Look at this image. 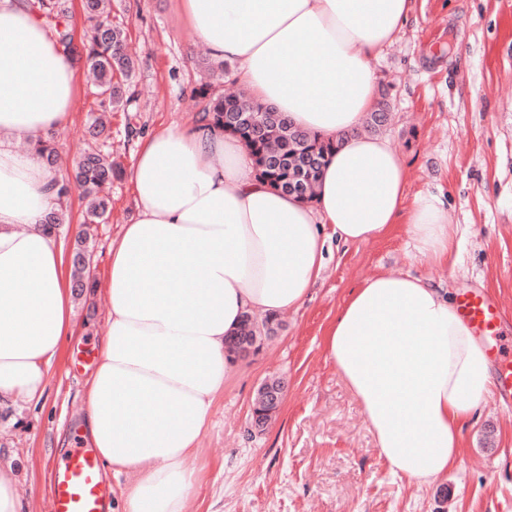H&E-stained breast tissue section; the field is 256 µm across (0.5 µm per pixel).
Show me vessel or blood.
<instances>
[{"label":"vessel or blood","mask_w":512,"mask_h":512,"mask_svg":"<svg viewBox=\"0 0 512 512\" xmlns=\"http://www.w3.org/2000/svg\"><path fill=\"white\" fill-rule=\"evenodd\" d=\"M459 312L469 329L483 338L497 362L499 391L512 401V341L500 335V305L485 295L465 293ZM52 512H106L105 487L98 458L84 448H72L52 472Z\"/></svg>","instance_id":"1"}]
</instances>
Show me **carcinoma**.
Returning a JSON list of instances; mask_svg holds the SVG:
<instances>
[{"instance_id":"cac0c4a2","label":"carcinoma","mask_w":512,"mask_h":512,"mask_svg":"<svg viewBox=\"0 0 512 512\" xmlns=\"http://www.w3.org/2000/svg\"><path fill=\"white\" fill-rule=\"evenodd\" d=\"M29 5L56 32L63 53L77 63L84 62L93 75L95 95L102 114L91 117L88 135L94 142L108 138L111 130L108 113L124 104V81L134 71L133 60L124 53V31L112 24L105 0H82L83 14L90 22V33L75 44L68 10L61 0H29ZM198 95L210 99L200 121L221 129L226 119L236 122L234 135L247 149L263 181L302 201H313L322 169L334 150L332 142L295 128L280 113L267 111L264 105L250 97H216L210 93L208 84L201 85ZM387 120L386 108L380 104L369 113L367 130L376 132L386 125ZM36 151L47 167L56 168L59 155L53 135L40 139ZM120 174V168L112 162V154L97 149L83 151L72 173L60 176L52 186L61 205L45 216L47 230L52 232L61 224L71 223L70 214L62 202L70 198L75 189L81 191L85 201L81 226L106 219L110 213V199L103 191ZM73 266V287L95 286L80 260H74ZM274 321L272 316L259 320L250 314L244 315L237 332L228 338L227 349L239 355L244 343L253 349L258 348V342L267 334L264 327Z\"/></svg>"}]
</instances>
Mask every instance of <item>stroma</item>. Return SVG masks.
I'll use <instances>...</instances> for the list:
<instances>
[{
  "mask_svg": "<svg viewBox=\"0 0 512 512\" xmlns=\"http://www.w3.org/2000/svg\"><path fill=\"white\" fill-rule=\"evenodd\" d=\"M112 21L136 55L129 100L112 114L105 148L130 167L129 128L148 134L192 125L204 102L194 57L203 47L182 21L177 0H112ZM377 92L392 113L384 134L408 167V196L432 193L448 207V236L460 246L455 269L415 257L405 225L347 246L328 241L321 281L300 309L283 312L276 336L239 358L214 402L194 463L199 481L185 512H512V407L491 396L463 429L460 465L419 488L392 476L362 409L328 359L323 336L350 291L383 272L423 277L452 294L476 292L504 310L512 338V0H415L394 43L370 61ZM98 108L79 84L70 122L56 130L59 152L74 158ZM56 229L65 263L78 247L91 258L95 288L74 292V335L53 361L40 401L0 402V471L11 476L21 512H51L52 471L82 442L87 375L107 327L109 247L137 212L127 178L112 184V211L77 245L73 225ZM280 376L282 405L263 431L252 429L258 385Z\"/></svg>",
  "mask_w": 512,
  "mask_h": 512,
  "instance_id": "1",
  "label": "stroma"
}]
</instances>
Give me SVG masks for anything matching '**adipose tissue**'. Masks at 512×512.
<instances>
[{"mask_svg": "<svg viewBox=\"0 0 512 512\" xmlns=\"http://www.w3.org/2000/svg\"><path fill=\"white\" fill-rule=\"evenodd\" d=\"M185 25L237 62L253 99L332 141L314 204L261 181L237 137L197 124L142 136L128 180L139 206L112 243L108 321L86 381L83 431L127 477L122 512H184L216 397L234 374L224 339L244 314L301 308L329 236L366 243L404 224L417 257L455 267L448 211L408 197L388 139L364 133L370 60L414 0H179ZM77 70L26 0H0V400L41 399L74 333L56 172L35 149L77 104ZM392 475L428 485L461 462L462 427L494 387L491 362L442 288L381 273L346 300L324 339Z\"/></svg>", "mask_w": 512, "mask_h": 512, "instance_id": "ef3b65f1", "label": "adipose tissue"}]
</instances>
